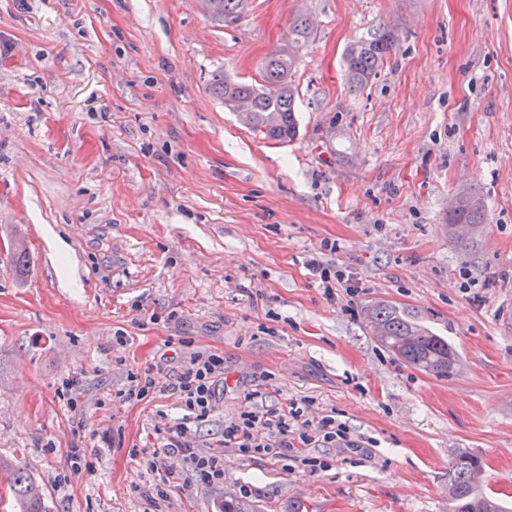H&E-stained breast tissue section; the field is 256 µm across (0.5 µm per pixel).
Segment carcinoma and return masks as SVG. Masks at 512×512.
<instances>
[{"label":"carcinoma","instance_id":"1","mask_svg":"<svg viewBox=\"0 0 512 512\" xmlns=\"http://www.w3.org/2000/svg\"><path fill=\"white\" fill-rule=\"evenodd\" d=\"M246 0H215L213 16L227 25L239 20ZM311 23L299 18L291 29L288 44L275 50L262 65V82H236L217 72L210 79L212 91L231 107L236 99L251 105V123L264 138L275 142H291L298 135L295 113V88L291 83L296 65L294 47L306 41ZM395 35L378 28L368 38L350 45L346 51L345 74L350 86L361 89L382 67L395 45ZM484 213L480 202L464 193L458 205L448 212V237L464 244L474 236L463 235L458 227L480 228ZM368 323L378 343L410 366L437 378H448L456 371L458 355L448 340L423 326L416 317L395 306L378 303L367 311ZM482 459L462 450L454 456L448 473V512H506L504 500L483 492L475 481ZM13 493L21 512H46L44 495L22 471L15 470Z\"/></svg>","mask_w":512,"mask_h":512}]
</instances>
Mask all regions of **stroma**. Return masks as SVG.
<instances>
[{
	"mask_svg": "<svg viewBox=\"0 0 512 512\" xmlns=\"http://www.w3.org/2000/svg\"><path fill=\"white\" fill-rule=\"evenodd\" d=\"M300 16L299 135L277 143L208 80L258 81ZM380 27L393 51L352 92L344 51ZM463 191L485 210L465 252ZM315 254L358 294L329 300ZM380 302L446 337L456 373L381 347ZM178 337L224 354L200 445L262 382L267 405L308 401L364 447L308 449L331 463L312 476L228 448L223 487L153 499V426L177 398L163 373L143 401L118 391ZM461 448L512 497V0H248L228 26L204 0H0V460L47 512H223L246 487L261 512H448ZM484 223V213L480 202L464 193L459 196L458 205L448 212V237L465 246L473 244L475 235H463L459 226H473L477 230Z\"/></svg>",
	"mask_w": 512,
	"mask_h": 512,
	"instance_id": "35a3bbf8",
	"label": "stroma"
}]
</instances>
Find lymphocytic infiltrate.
Listing matches in <instances>:
<instances>
[{"label": "lymphocytic infiltrate", "mask_w": 512, "mask_h": 512, "mask_svg": "<svg viewBox=\"0 0 512 512\" xmlns=\"http://www.w3.org/2000/svg\"><path fill=\"white\" fill-rule=\"evenodd\" d=\"M223 377V354L198 350L180 359L169 389L178 396L184 414L175 425L155 426L157 446L148 461L150 470L164 472L161 484L155 487L158 497H168L186 475L201 488L223 484L224 451L228 448L251 459L298 461L315 474L326 469L327 463L304 456L305 448L318 442L345 448L362 445L335 416H310L306 402L291 398L278 406L241 412L225 424L217 449L200 450L191 427L208 421L215 412L218 383ZM185 464L190 467L186 473L181 470Z\"/></svg>", "instance_id": "obj_1"}]
</instances>
